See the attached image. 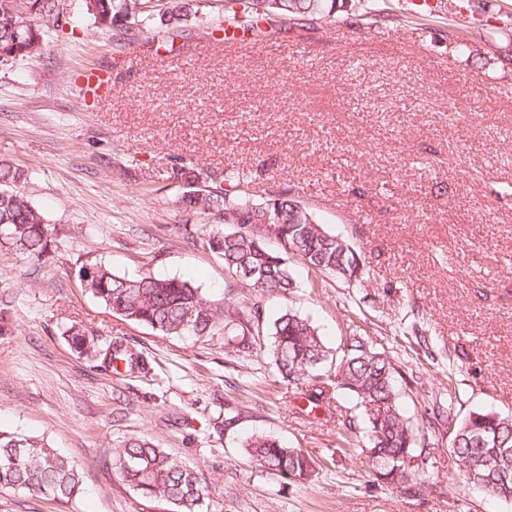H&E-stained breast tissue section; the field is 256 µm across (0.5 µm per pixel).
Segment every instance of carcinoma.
<instances>
[{
    "instance_id": "1",
    "label": "carcinoma",
    "mask_w": 512,
    "mask_h": 512,
    "mask_svg": "<svg viewBox=\"0 0 512 512\" xmlns=\"http://www.w3.org/2000/svg\"><path fill=\"white\" fill-rule=\"evenodd\" d=\"M0 0V46L12 59L43 55L44 33L62 30L75 17L60 18L54 0H27L25 15L13 13ZM336 0H288L286 9H272L261 0H221L222 18L242 14L252 31L261 23L281 17L295 24L322 21L336 24ZM97 9L83 14L103 31L132 30L157 48L167 42L157 36L158 26L178 30L191 21L210 17L206 0H97ZM249 172L226 174L228 187L217 183L199 165L172 168L170 178L182 186L178 205L208 216L210 223L195 231L192 243L215 254L224 271L241 279L262 295H286L293 287L288 254L309 267L343 280L361 272L362 261L347 239L316 223L307 207L291 191L255 203L238 192ZM26 179L23 170L0 164V245L11 247L35 265L52 253L53 229L28 196L17 190ZM233 228L226 229L224 218ZM278 241L281 250L267 246ZM92 274H86V268ZM82 287L112 314L164 336L201 339L224 335V344L249 353L260 332L271 336L268 353L278 376L298 390L311 409L333 415L339 409L337 451L343 456H363L379 484L397 485L412 495L433 492L422 473L430 459L431 440L447 438L456 477L505 500L512 499V415L473 410L462 416L453 396L433 401L427 413L413 420L401 406L396 379L398 366L363 337L350 335L339 347L326 346L311 321L286 311L268 325L262 324L259 303L208 301L190 282L145 273L129 278L101 263L81 266ZM71 346L107 365L125 362L130 373L143 372L145 360L122 341L89 336L80 326L66 328ZM355 401L359 413L350 414L337 404L338 397ZM263 471L287 485H307L327 467V462L258 433L245 445ZM115 474L144 499L163 501L172 512H203L209 497L196 471L146 436L131 437L115 448ZM33 491L68 501L83 490L77 464L43 439L0 430V490Z\"/></svg>"
}]
</instances>
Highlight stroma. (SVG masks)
<instances>
[{"instance_id": "stroma-1", "label": "stroma", "mask_w": 512, "mask_h": 512, "mask_svg": "<svg viewBox=\"0 0 512 512\" xmlns=\"http://www.w3.org/2000/svg\"><path fill=\"white\" fill-rule=\"evenodd\" d=\"M343 27L294 26L215 51L221 31L199 22L173 53L117 38L79 17L47 34L45 55L0 65V163L22 168L21 190L54 227L57 251L30 268L0 247V430L45 439L79 464L70 502L0 491V512H169L112 471L114 446L146 435L197 471L204 512H512L463 481L446 443L418 497L375 486L362 461L336 452V424L311 422L296 389L277 381L266 350L250 357L210 341L164 336L113 315L77 276L100 262L120 275L190 280L209 300L246 295L188 229L203 215L177 204L172 166L203 164L223 181L250 171L243 193L283 189L317 223L347 239L364 272L339 280L289 256L295 286L262 303L289 309L329 346L348 324L414 383L407 413L452 388L459 412L512 413V25L466 27L444 15L408 16L402 0H336ZM112 75L102 100L80 96L87 69ZM456 103L460 118L448 120ZM78 324L123 341L148 373L78 354ZM242 412L234 426L224 408ZM264 432L333 457L315 485H284L243 443Z\"/></svg>"}]
</instances>
